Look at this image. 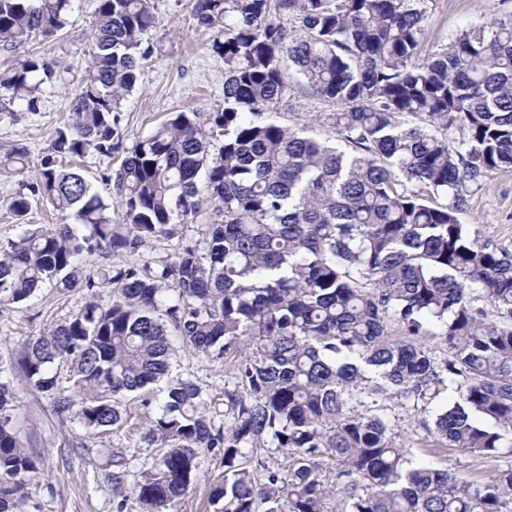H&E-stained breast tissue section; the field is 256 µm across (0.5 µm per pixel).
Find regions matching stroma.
Listing matches in <instances>:
<instances>
[{
	"label": "stroma",
	"instance_id": "stroma-1",
	"mask_svg": "<svg viewBox=\"0 0 512 512\" xmlns=\"http://www.w3.org/2000/svg\"><path fill=\"white\" fill-rule=\"evenodd\" d=\"M158 23L149 34L151 55L124 109L123 143L155 129L177 110L209 112L223 103L224 61L210 48L212 34L198 27L195 0H153ZM98 0H74L65 32L38 51L58 65L56 80L41 99L38 111L14 102L0 108V152L26 147L38 158L49 145L55 127L67 116L70 98L84 78L90 51L91 22ZM431 45L448 43L461 29L492 19H512V0H429ZM463 223L483 238L512 251V170L489 172L472 186L460 213ZM177 240L155 239L138 254L86 256L84 274L98 275L106 265L151 262L173 254ZM84 291L43 289L16 307L0 309V357H17L25 342L77 313L85 304ZM173 373L198 381L211 398L216 418L224 416L222 362L209 361L183 347L171 357ZM12 418L26 449L39 457V473L29 486L27 512H141L136 488L160 451L147 447L142 436L153 407L140 396L125 400L127 414L118 426L93 437L73 420L59 418L48 397L31 390L20 371H12ZM223 470L222 459L211 452L197 458L198 479L176 504V512H215L209 503V484ZM121 488L113 490L112 477Z\"/></svg>",
	"mask_w": 512,
	"mask_h": 512
}]
</instances>
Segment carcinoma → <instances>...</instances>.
<instances>
[{"label": "carcinoma", "instance_id": "cac0c4a2", "mask_svg": "<svg viewBox=\"0 0 512 512\" xmlns=\"http://www.w3.org/2000/svg\"><path fill=\"white\" fill-rule=\"evenodd\" d=\"M72 2L0 0V49L56 36ZM426 2L196 0L223 104L173 112L125 147L123 101L157 16L152 0H98L70 118L10 203L20 222L36 201L76 223L0 242L1 308L46 287L89 297L0 358V512H20L37 472L10 414L15 366L92 436L131 394L155 405L143 440L164 452L137 486L144 512H170L204 449L224 463L217 512H512V469L487 480L414 462L390 405L414 411L436 458L512 445V253L459 218L464 188L512 169V22L429 51ZM54 77L32 53L0 67V92L37 112ZM295 85L330 111L281 124ZM321 121L333 138L307 134ZM118 152L105 198L74 163ZM30 164L13 148L0 175ZM200 217L170 257L81 272L85 255L134 254ZM176 341L228 365L221 422L202 386L171 374Z\"/></svg>", "mask_w": 512, "mask_h": 512}]
</instances>
